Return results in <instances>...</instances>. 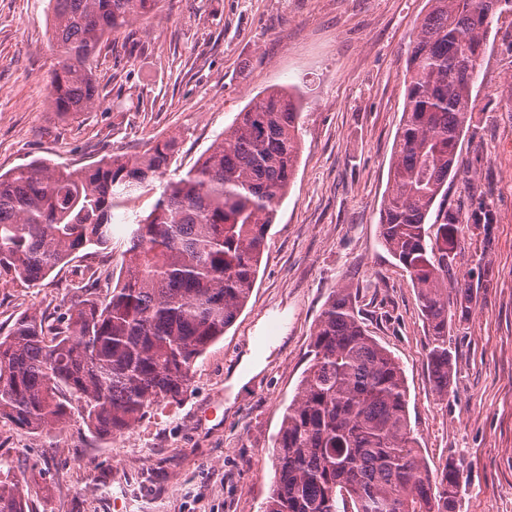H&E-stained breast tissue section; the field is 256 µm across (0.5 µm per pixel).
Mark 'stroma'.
I'll use <instances>...</instances> for the list:
<instances>
[{"mask_svg": "<svg viewBox=\"0 0 512 512\" xmlns=\"http://www.w3.org/2000/svg\"><path fill=\"white\" fill-rule=\"evenodd\" d=\"M428 10V0H162L103 48L97 104L63 117L49 101V0H0V173L137 155L170 136L184 171L270 87H297L303 100L298 166L255 288L194 364L181 400L152 405L106 438L77 413L40 434L0 421V464L27 481L33 512H262L312 333L344 285L356 287L361 320L404 370L430 473L450 462L459 470L456 512H512V11L492 21L472 91L475 129L448 183L450 208L483 205L495 222L458 235L464 270L488 275L489 286L448 335L447 396L433 387L431 336L410 279L379 239L406 59ZM121 260L100 248L32 284L0 280V335L23 314L56 319L90 275L100 278L95 297L107 298ZM273 320L280 328L259 370L237 379Z\"/></svg>", "mask_w": 512, "mask_h": 512, "instance_id": "35a3bbf8", "label": "stroma"}]
</instances>
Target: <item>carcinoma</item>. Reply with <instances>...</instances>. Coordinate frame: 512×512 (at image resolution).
<instances>
[{
	"instance_id": "1",
	"label": "carcinoma",
	"mask_w": 512,
	"mask_h": 512,
	"mask_svg": "<svg viewBox=\"0 0 512 512\" xmlns=\"http://www.w3.org/2000/svg\"><path fill=\"white\" fill-rule=\"evenodd\" d=\"M161 0H50L58 55L53 111L98 101L93 61L112 33L154 13ZM416 27L405 102L379 221L430 331L431 380L448 395L453 314H468L471 274L454 276L463 224L488 226L484 207L463 216L439 207L469 132L472 86L486 33L512 0H429ZM300 94L267 91L183 173L170 171L177 140L135 157L70 168L31 162L0 173V278L37 282L92 246L112 245L125 211L119 278L107 299L75 294L57 325L17 319L0 336V421L55 429L77 409L103 436L131 430L154 403L177 401L196 360L235 323L255 286L268 228L301 151ZM152 199L149 209L135 203ZM455 292L448 310V289ZM275 478L263 512H456L460 480L449 463L433 478L408 418L396 358L359 319L349 287L317 322L309 365L274 443ZM29 491L0 479V512H31Z\"/></svg>"
}]
</instances>
